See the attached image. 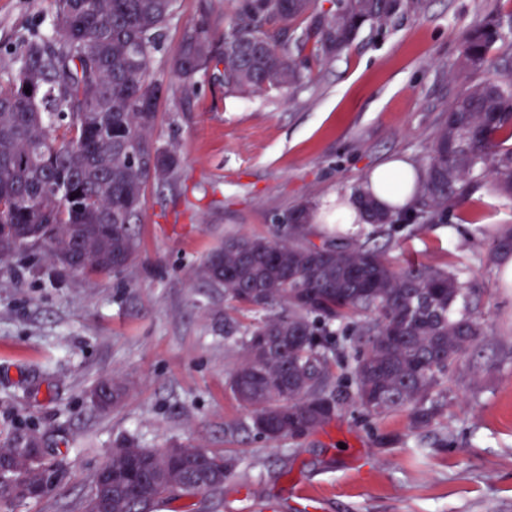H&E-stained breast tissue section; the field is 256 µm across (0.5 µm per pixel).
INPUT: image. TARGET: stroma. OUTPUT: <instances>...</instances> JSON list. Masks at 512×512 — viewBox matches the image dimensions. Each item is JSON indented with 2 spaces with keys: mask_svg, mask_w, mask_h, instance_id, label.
<instances>
[{
  "mask_svg": "<svg viewBox=\"0 0 512 512\" xmlns=\"http://www.w3.org/2000/svg\"><path fill=\"white\" fill-rule=\"evenodd\" d=\"M512 0H426L424 11L364 30L341 58L316 67L293 95H163L153 136L176 148L174 182L148 186L134 263L85 279L44 255L0 265V444L36 433L59 464L44 496L0 512H82L98 469L124 440L142 448L201 447L235 457L220 497L178 496L159 512H512V254L491 259L512 226V201L475 176L448 224L388 229L393 260L465 264L484 334L448 380L440 424L414 428L408 412L370 417L344 402L328 423L271 443L251 428L227 380L243 357L252 316L226 301L199 268L230 237H272L278 218L312 202L313 242L332 225L337 199L385 164L420 166L443 112L482 71L458 70L460 35ZM198 0H178L153 70L167 60ZM49 0H0L5 45L46 30ZM125 388L94 407L103 377Z\"/></svg>",
  "mask_w": 512,
  "mask_h": 512,
  "instance_id": "stroma-1",
  "label": "stroma"
}]
</instances>
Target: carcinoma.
<instances>
[{
    "label": "carcinoma",
    "mask_w": 512,
    "mask_h": 512,
    "mask_svg": "<svg viewBox=\"0 0 512 512\" xmlns=\"http://www.w3.org/2000/svg\"><path fill=\"white\" fill-rule=\"evenodd\" d=\"M176 0H50L49 29L24 38L0 76V263L19 253L51 259L66 253L83 276L127 268L137 257L139 223L150 184L147 167L179 171L175 149L153 138L163 86L152 64ZM423 0H224V30L215 0H200L197 19L168 59L184 100L198 78L224 95L293 93L312 68L334 62L366 29L417 13ZM502 49L494 56V48ZM512 11L491 13L461 36L459 71L483 69L449 106L422 168L411 203H380L363 181L351 187L360 219L379 232L400 221L446 224L465 203L470 179L486 173L512 200ZM30 93H25V89ZM134 140L141 162L125 153ZM35 201L19 204V197ZM312 206L284 218L278 240L237 237L200 267L203 279L254 314L245 355L229 377L235 398L251 409L252 429L267 441L301 438L336 414L343 401L332 384L338 364L332 327L365 339L350 368L353 399L382 417L401 409L414 424L439 423L448 407V374L484 335L470 308L469 268L409 263L394 270L366 244L309 240ZM512 253V227L492 241L494 257ZM291 280H285V277ZM119 402L118 384L95 387ZM106 466L112 512H154L171 485L189 496L215 497L238 460L207 448L176 457L124 444Z\"/></svg>",
    "instance_id": "1"
}]
</instances>
